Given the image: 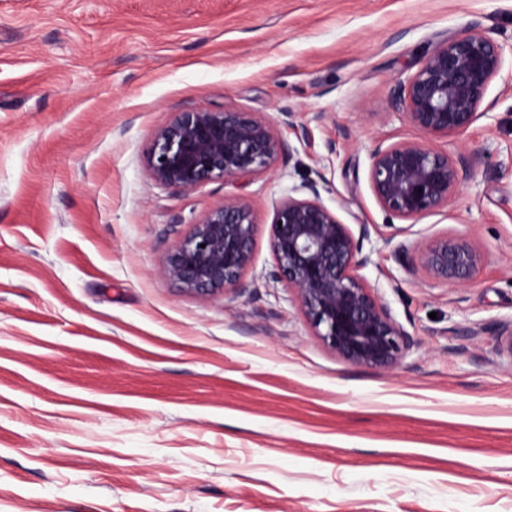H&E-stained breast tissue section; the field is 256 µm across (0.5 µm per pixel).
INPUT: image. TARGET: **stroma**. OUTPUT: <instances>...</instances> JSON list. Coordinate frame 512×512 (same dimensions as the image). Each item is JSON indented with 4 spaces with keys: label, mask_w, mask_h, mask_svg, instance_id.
<instances>
[{
    "label": "stroma",
    "mask_w": 512,
    "mask_h": 512,
    "mask_svg": "<svg viewBox=\"0 0 512 512\" xmlns=\"http://www.w3.org/2000/svg\"><path fill=\"white\" fill-rule=\"evenodd\" d=\"M465 32L504 63L430 141L460 189L394 225L371 155L422 137L394 91ZM218 109L270 122L277 163L159 185L157 127ZM310 180L369 230L360 274L412 338L395 369L338 358L271 276ZM228 197L253 260L186 293L163 262ZM445 234L485 254L455 289L394 252ZM511 322L512 0H0V512H512Z\"/></svg>",
    "instance_id": "stroma-1"
}]
</instances>
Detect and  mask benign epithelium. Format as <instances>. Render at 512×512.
Here are the masks:
<instances>
[{
  "label": "benign epithelium",
  "mask_w": 512,
  "mask_h": 512,
  "mask_svg": "<svg viewBox=\"0 0 512 512\" xmlns=\"http://www.w3.org/2000/svg\"><path fill=\"white\" fill-rule=\"evenodd\" d=\"M489 36L467 33L439 44L397 91L405 117L424 139L377 148L369 180L379 205L402 220H416L448 205L460 171L429 139L460 135L479 118L485 95L503 66ZM284 150L268 121L237 110L180 112L157 128L145 155L151 175L180 192L272 168ZM309 196H288L271 223L273 278L291 289L315 335L337 357L378 370L394 368L410 346L406 330L359 274L362 254L349 225L322 201L315 182ZM254 217L241 197L224 199L194 225L165 258L162 273L194 295L241 286L253 257ZM485 260L464 236L443 235L416 247L407 270L423 271L449 288L467 283Z\"/></svg>",
  "instance_id": "benign-epithelium-1"
}]
</instances>
